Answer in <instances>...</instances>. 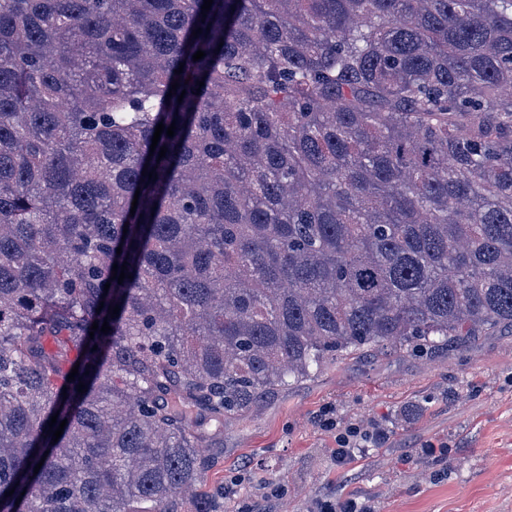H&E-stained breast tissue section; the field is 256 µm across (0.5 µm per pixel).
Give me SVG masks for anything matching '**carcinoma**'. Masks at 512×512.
Masks as SVG:
<instances>
[{"label": "carcinoma", "instance_id": "carcinoma-1", "mask_svg": "<svg viewBox=\"0 0 512 512\" xmlns=\"http://www.w3.org/2000/svg\"><path fill=\"white\" fill-rule=\"evenodd\" d=\"M202 5L0 0V512H214L266 392L512 330V0Z\"/></svg>", "mask_w": 512, "mask_h": 512}]
</instances>
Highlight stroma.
Returning <instances> with one entry per match:
<instances>
[{"label": "stroma", "instance_id": "obj_1", "mask_svg": "<svg viewBox=\"0 0 512 512\" xmlns=\"http://www.w3.org/2000/svg\"><path fill=\"white\" fill-rule=\"evenodd\" d=\"M380 432L346 461L340 429ZM439 453H430V445ZM216 512H512V331L339 358L204 450Z\"/></svg>", "mask_w": 512, "mask_h": 512}]
</instances>
